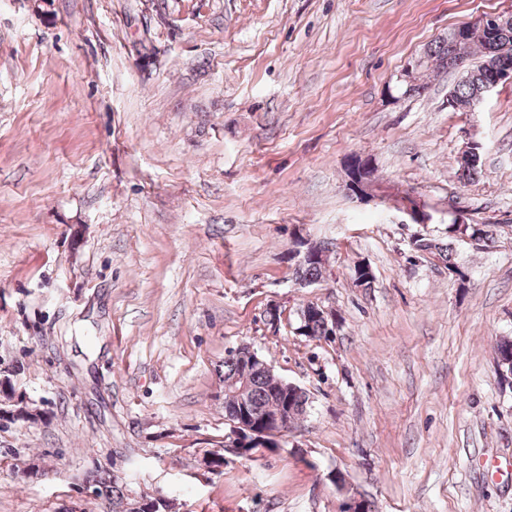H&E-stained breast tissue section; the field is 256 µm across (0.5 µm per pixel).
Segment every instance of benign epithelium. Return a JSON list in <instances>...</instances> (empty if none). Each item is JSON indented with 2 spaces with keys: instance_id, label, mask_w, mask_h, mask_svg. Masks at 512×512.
Segmentation results:
<instances>
[{
  "instance_id": "7a95c632",
  "label": "benign epithelium",
  "mask_w": 512,
  "mask_h": 512,
  "mask_svg": "<svg viewBox=\"0 0 512 512\" xmlns=\"http://www.w3.org/2000/svg\"><path fill=\"white\" fill-rule=\"evenodd\" d=\"M512 28V13L491 14L479 17L467 27L456 30L448 36V58H454L459 46L473 39H481L484 35H496ZM488 69L493 71L494 78L486 83L482 93L486 94L505 81H512V70L501 69L496 65V60L486 62ZM366 157L352 154L346 164V187L351 196L363 199L374 195L377 187L376 176H367L364 165ZM399 210L406 216V224H426L429 215L425 211V204L414 195H405L399 200ZM313 241L302 240L288 249V260L298 265L307 259L317 258L315 250L311 249ZM225 422L229 425V431L224 434V452L236 457L252 458L261 452H273L281 447V442L286 439L289 430L293 428L295 420L288 409L260 415L258 420H253L249 415L227 414Z\"/></svg>"
}]
</instances>
